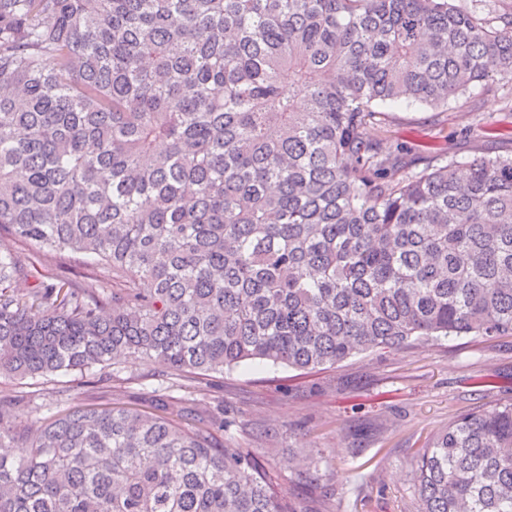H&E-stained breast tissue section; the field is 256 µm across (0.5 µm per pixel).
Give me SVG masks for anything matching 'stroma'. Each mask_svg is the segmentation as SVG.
<instances>
[{"label":"stroma","mask_w":512,"mask_h":512,"mask_svg":"<svg viewBox=\"0 0 512 512\" xmlns=\"http://www.w3.org/2000/svg\"><path fill=\"white\" fill-rule=\"evenodd\" d=\"M389 110L382 152L404 145L460 163L512 154L504 90L474 89L441 114L407 102ZM86 378L111 379L114 394L140 408L175 380L165 365L146 360H120ZM87 393L70 376L0 377V398L14 400L16 422L30 427ZM183 394L223 410L224 447L262 449L263 464L304 512H413L408 470L417 449L459 415L512 399V336L443 337L308 374L253 362L207 376ZM297 459L313 461L316 481L297 480L288 467Z\"/></svg>","instance_id":"stroma-1"}]
</instances>
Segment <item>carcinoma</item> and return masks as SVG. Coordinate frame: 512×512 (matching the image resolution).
<instances>
[{"mask_svg": "<svg viewBox=\"0 0 512 512\" xmlns=\"http://www.w3.org/2000/svg\"><path fill=\"white\" fill-rule=\"evenodd\" d=\"M498 61L493 74L486 59ZM512 82L484 0H0V376L124 356L185 383L303 372L444 336H512V156L382 153L399 101ZM47 250L92 258L19 294ZM148 287L143 288L141 284ZM0 400V512H298L199 404ZM416 512H512V402L413 456Z\"/></svg>", "mask_w": 512, "mask_h": 512, "instance_id": "cac0c4a2", "label": "carcinoma"}]
</instances>
